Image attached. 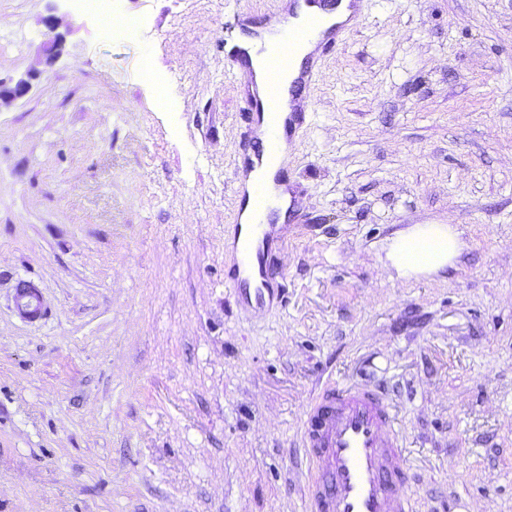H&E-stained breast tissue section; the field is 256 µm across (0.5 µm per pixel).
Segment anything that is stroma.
<instances>
[{
	"mask_svg": "<svg viewBox=\"0 0 512 512\" xmlns=\"http://www.w3.org/2000/svg\"><path fill=\"white\" fill-rule=\"evenodd\" d=\"M282 0H0V512H311L328 381L386 390L420 512H512V0H368L289 150L285 303L227 288L247 134L224 44ZM150 61L164 104H155ZM454 224L437 275L391 238ZM38 285L36 324L16 280ZM42 74V70L35 68L16 79L9 81L0 80V103L12 102L23 98L29 92L32 81L39 79ZM461 232L452 224H415L392 240L388 258L401 277H418L453 267L461 257ZM16 311L18 315L31 323L42 319L44 315L40 291L32 280L20 279L15 284ZM29 296L35 299L30 302ZM19 301V302H18Z\"/></svg>",
	"mask_w": 512,
	"mask_h": 512,
	"instance_id": "35a3bbf8",
	"label": "stroma"
}]
</instances>
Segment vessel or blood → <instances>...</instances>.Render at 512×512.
<instances>
[{"instance_id": "b4317fda", "label": "vessel or blood", "mask_w": 512, "mask_h": 512, "mask_svg": "<svg viewBox=\"0 0 512 512\" xmlns=\"http://www.w3.org/2000/svg\"><path fill=\"white\" fill-rule=\"evenodd\" d=\"M308 9L305 24L285 29L272 45L269 57L280 58L291 68L296 48L315 41L289 89H282L280 72H268L264 94H247L242 119L248 125L265 124V138L244 142L235 160L239 169L254 160L275 159L288 151V143L310 119L313 103L308 92L319 78L324 58L343 42L351 24L366 20L364 0H349L350 23L323 29L322 11L339 0H303ZM224 63L235 78H252L246 54L233 47L225 50ZM267 189L255 186L251 225L232 258L228 285L240 305L254 311L283 300L284 286L275 273L277 252L284 246L278 225L266 219ZM16 311L31 323L44 315L40 291L28 279L15 284ZM300 441L314 470L307 497L312 512H418L412 476L403 456V436L391 404L383 391L327 382L313 397L300 425Z\"/></svg>"}]
</instances>
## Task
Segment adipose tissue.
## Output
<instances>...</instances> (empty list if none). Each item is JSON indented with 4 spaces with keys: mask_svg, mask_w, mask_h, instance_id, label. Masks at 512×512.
Listing matches in <instances>:
<instances>
[{
    "mask_svg": "<svg viewBox=\"0 0 512 512\" xmlns=\"http://www.w3.org/2000/svg\"><path fill=\"white\" fill-rule=\"evenodd\" d=\"M463 250L454 225L417 224L392 240L388 258L399 276L412 278L454 266Z\"/></svg>",
    "mask_w": 512,
    "mask_h": 512,
    "instance_id": "ef3b65f1",
    "label": "adipose tissue"
}]
</instances>
